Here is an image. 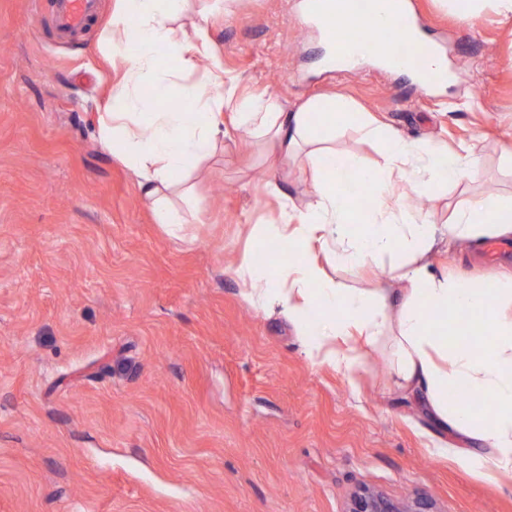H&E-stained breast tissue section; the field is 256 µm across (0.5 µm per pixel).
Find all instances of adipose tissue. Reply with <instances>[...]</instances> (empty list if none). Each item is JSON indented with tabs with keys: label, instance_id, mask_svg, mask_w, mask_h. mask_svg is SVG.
I'll return each instance as SVG.
<instances>
[{
	"label": "adipose tissue",
	"instance_id": "obj_1",
	"mask_svg": "<svg viewBox=\"0 0 512 512\" xmlns=\"http://www.w3.org/2000/svg\"><path fill=\"white\" fill-rule=\"evenodd\" d=\"M118 4L94 49L108 60L122 58L125 70L99 115L97 136L136 176L157 222L171 235L184 233L190 217L169 192L176 187L190 196L194 173L234 131L264 141L271 174L301 161L313 174V191L305 201L281 202L276 223L252 225L234 269L245 299L261 310L279 308L297 326L314 364L350 377L358 368L351 339L369 346L390 336L401 388L421 393L442 428L476 442V449H456V456L475 471L511 472L512 317L501 307L512 302V281L487 288L440 277L429 255L441 240L464 241L477 250L484 238H511L512 202L473 199L448 224L434 223L430 213L411 204L473 180L477 154L406 139L367 116L359 130L381 141L384 154L379 167H363L325 146L322 137L353 119L349 101L314 100L288 113L273 97L236 96L224 88L220 63L198 67L199 55L212 49L204 15L177 27L173 16L180 0ZM227 108L233 111L229 123ZM341 182L371 187L367 223H357L358 197L339 191ZM282 239L292 244L293 257L273 271L256 255ZM388 255L401 258L390 288H355L325 271L331 264L355 273ZM452 387L492 398L491 418L449 402Z\"/></svg>",
	"mask_w": 512,
	"mask_h": 512
}]
</instances>
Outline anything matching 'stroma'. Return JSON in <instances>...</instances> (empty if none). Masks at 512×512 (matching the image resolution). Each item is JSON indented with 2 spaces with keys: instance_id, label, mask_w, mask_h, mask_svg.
<instances>
[{
  "instance_id": "35a3bbf8",
  "label": "stroma",
  "mask_w": 512,
  "mask_h": 512,
  "mask_svg": "<svg viewBox=\"0 0 512 512\" xmlns=\"http://www.w3.org/2000/svg\"><path fill=\"white\" fill-rule=\"evenodd\" d=\"M446 81L364 62L339 75L301 0H224L209 31L239 96L295 111L339 96L412 138L474 149L480 174L449 186L436 223L483 195L512 199V18L482 0H414ZM99 0L73 39L55 0H0V512H344L368 486L421 493L439 512H512V473L467 472L436 444L423 397L399 389L387 340L354 378L306 357L295 327L253 308L233 268L247 227L271 224L266 155L234 134L197 177L192 239L168 236L96 124L121 61L91 46L116 12ZM331 146L367 166L356 125ZM464 283L512 275V255L436 253Z\"/></svg>"
}]
</instances>
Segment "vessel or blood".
Returning a JSON list of instances; mask_svg holds the SVG:
<instances>
[{"mask_svg": "<svg viewBox=\"0 0 512 512\" xmlns=\"http://www.w3.org/2000/svg\"><path fill=\"white\" fill-rule=\"evenodd\" d=\"M328 0H306L304 13L308 20L317 22L323 29L332 52L328 63L336 71L353 70L350 55L352 47H360L363 57L392 62L411 70L421 81L438 82L446 77L445 64L431 65L436 45L421 31L412 0H389L391 13L386 21L375 15L377 0H335V9H327ZM97 0H61L55 24L62 34L81 30L92 18ZM352 15L358 20L357 29L342 24L343 16ZM398 41L396 53H388L390 41Z\"/></svg>", "mask_w": 512, "mask_h": 512, "instance_id": "b4317fda", "label": "vessel or blood"}]
</instances>
